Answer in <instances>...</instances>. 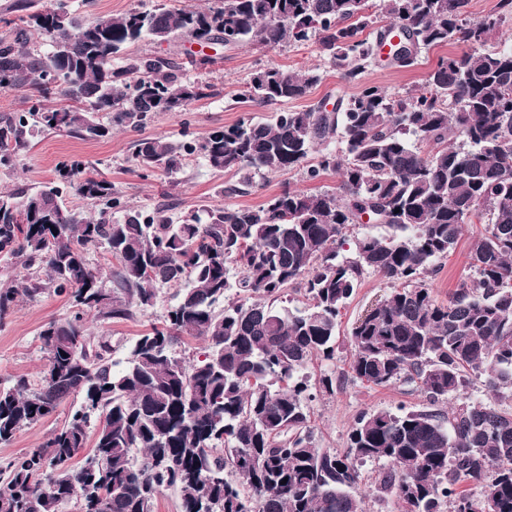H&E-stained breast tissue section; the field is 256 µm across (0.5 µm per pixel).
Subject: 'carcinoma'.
Returning a JSON list of instances; mask_svg holds the SVG:
<instances>
[{
  "label": "carcinoma",
  "instance_id": "1",
  "mask_svg": "<svg viewBox=\"0 0 512 512\" xmlns=\"http://www.w3.org/2000/svg\"><path fill=\"white\" fill-rule=\"evenodd\" d=\"M470 0H214L207 7L165 4L78 21L65 0L40 9L13 0L20 25L0 39V89L33 88L31 111L0 118V166L31 147L33 128L81 139L112 137V124L143 129L159 112H182L216 95L189 81L169 58L130 56L145 39L256 41L274 50L316 36L320 50L359 86L336 111L289 110L322 80L316 68L259 69L245 99L280 106L214 130L191 144L167 137L136 141L138 165L173 176L186 157L217 172L252 176L307 165L316 180L336 173L334 191L285 188L257 207L203 205L178 218L161 207L128 208L112 218L118 190L79 160L57 168L58 181L34 192H0V257L46 279L0 288V321L20 297L67 292L74 314L40 336L47 364L38 387L19 376L0 385V444L51 416L70 396L81 405L45 443L0 468V512H154L175 491L182 512H365L359 466L384 460L378 492L404 512H512V412L481 400L444 409L487 374L494 394L512 393V47H489L512 14L497 0L479 19ZM403 28L416 52L447 44L424 91L393 96L361 82L389 32ZM52 50L34 54L31 36ZM55 97L58 103L46 104ZM115 112L113 123L98 113ZM340 141L342 147L330 144ZM72 193L99 206L87 215L62 206ZM24 212L25 224L12 216ZM369 213L371 223L362 221ZM479 221L468 275L448 301L425 282L457 246L463 226ZM387 228L355 238V227ZM105 248L107 274L86 253ZM375 273L391 291L350 332L352 379L402 384L426 407L363 410L339 454L317 446L309 425L317 393L334 392L330 369L317 386L301 375L314 358L334 360L338 317L362 278ZM112 284L105 287V282ZM175 289L161 327L133 345L122 367L103 342L87 344L86 315L126 320L133 308ZM303 307L282 305L290 288ZM184 337L203 341L186 357ZM92 450L79 468L72 460Z\"/></svg>",
  "mask_w": 512,
  "mask_h": 512
}]
</instances>
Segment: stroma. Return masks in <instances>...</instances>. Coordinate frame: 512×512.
I'll use <instances>...</instances> for the list:
<instances>
[{
  "label": "stroma",
  "mask_w": 512,
  "mask_h": 512,
  "mask_svg": "<svg viewBox=\"0 0 512 512\" xmlns=\"http://www.w3.org/2000/svg\"><path fill=\"white\" fill-rule=\"evenodd\" d=\"M202 51L213 58V65L203 71L188 66L186 75L191 80L199 79L215 84L219 90L216 97L193 102L186 111L179 114L158 113L143 131H120L106 140L86 141L65 133L35 132L31 149L20 154L12 166L0 167V191L35 190L55 179L59 162L67 159L82 160L89 170L99 172L111 180L120 192L123 206L145 211L166 206L175 217L204 205H221L228 201L256 207L288 187L313 193L335 188L338 183L336 175L326 174L310 181L302 170L294 169L256 177L255 185L248 194L230 197L226 190L237 185L238 175L213 171L198 154L187 157L181 170L172 179L137 168L133 161V151L139 137L165 136L179 139L186 136L199 140L213 129L232 126L242 117L251 114L250 104L243 102L241 95L255 70L262 64L272 62L288 70L307 67L319 69L321 82L305 98L294 101L293 106L297 109L321 103L331 105L336 99L350 96L357 90L356 85L347 82L322 55L318 44L312 39L305 42L290 41L272 51L255 42L232 48L218 44L204 49L185 39L161 45L148 41L130 49L134 55L162 56L179 62H186L190 55ZM456 51L453 45L425 51L417 66L406 69H398L378 60L366 69L363 80L381 85L396 96L419 92L423 90L426 76L438 58ZM471 238V232H464L455 251L442 261L438 274L428 279L427 284L437 301H447L449 294L459 287L466 276ZM388 291L387 281L380 276H364L339 317L334 361L329 363L316 359L304 370L305 375L314 381L328 367L336 369L334 394L321 396L310 405V425L322 447L344 451L348 432L360 411L394 408L401 404L413 409L425 404L420 394L408 392L406 387H370L353 381L348 374L352 359L351 328L364 309ZM172 294V289L162 288L154 306L135 310L131 319L91 323L92 342H109L112 359L123 358L151 325L164 322L172 304ZM72 314L69 296L51 289L35 298L20 300L11 315L0 323V382L22 375L29 379L31 386H38L47 363L40 332L49 322L65 321ZM80 403L77 397L65 399L52 416L23 428L11 442L0 444V466L42 446L53 430L69 420Z\"/></svg>",
  "instance_id": "obj_1"
}]
</instances>
